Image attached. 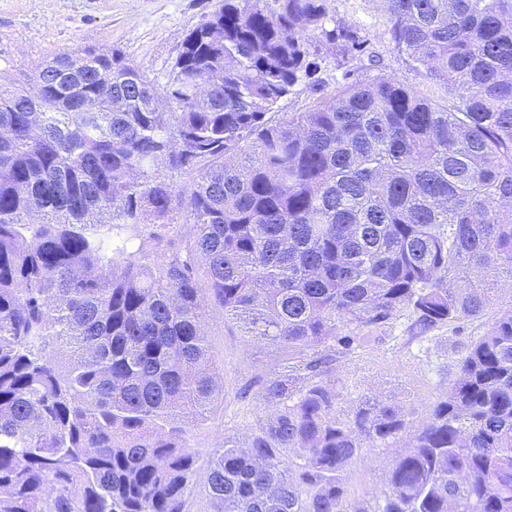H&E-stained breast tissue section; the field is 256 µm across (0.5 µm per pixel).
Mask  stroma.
<instances>
[{
	"label": "stroma",
	"instance_id": "obj_1",
	"mask_svg": "<svg viewBox=\"0 0 512 512\" xmlns=\"http://www.w3.org/2000/svg\"><path fill=\"white\" fill-rule=\"evenodd\" d=\"M217 0H0V68L11 81L29 76L34 65L73 48L116 49L158 83H165L181 42L188 32L216 7ZM334 16L356 27L366 38L364 58L349 62L356 78L376 73L415 87L440 100L442 83L419 75L406 54L395 48L388 35V15L383 0H330ZM380 61L372 68L370 58ZM512 307V286L502 285L484 318L467 320L458 328L436 332L425 350L388 340L370 342L344 358L340 379L348 380L360 394L387 397L408 418L419 422L432 402L455 378V363L471 337L480 335L501 311ZM213 367L220 374L224 399L208 420L187 423L190 446L207 457L225 434L242 433L266 408L260 399L237 405L236 390L255 375L272 370L287 358L274 345H248L224 326L221 310L206 314Z\"/></svg>",
	"mask_w": 512,
	"mask_h": 512
}]
</instances>
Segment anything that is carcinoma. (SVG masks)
<instances>
[{
  "mask_svg": "<svg viewBox=\"0 0 512 512\" xmlns=\"http://www.w3.org/2000/svg\"><path fill=\"white\" fill-rule=\"evenodd\" d=\"M384 2L444 101L347 70L272 116L364 52L328 0H220L163 85L91 49L0 84V512H512V306L418 424L336 378L512 282V0ZM208 307L288 359L235 394L273 412L201 462ZM396 448H379L376 454L367 460L361 461L353 468L354 487L363 493L365 490L378 486L385 469L395 456Z\"/></svg>",
  "mask_w": 512,
  "mask_h": 512,
  "instance_id": "1",
  "label": "carcinoma"
}]
</instances>
